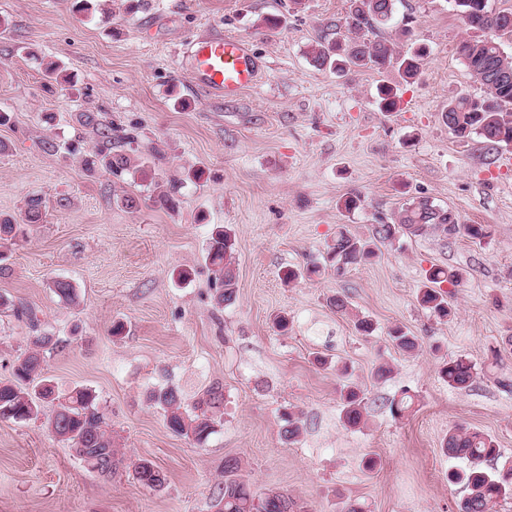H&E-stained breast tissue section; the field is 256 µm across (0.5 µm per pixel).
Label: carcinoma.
Listing matches in <instances>:
<instances>
[{"label":"carcinoma","instance_id":"carcinoma-1","mask_svg":"<svg viewBox=\"0 0 512 512\" xmlns=\"http://www.w3.org/2000/svg\"><path fill=\"white\" fill-rule=\"evenodd\" d=\"M475 0H454L464 25L469 29L488 31L498 37L512 36V11L494 10L484 5L479 23L473 24L465 12L473 10ZM393 0H351L350 11L345 18L347 36L344 39L322 43L312 51V61L317 67L338 71L366 68L384 72L396 70L403 80L415 78L425 64L426 50L411 47L402 52L390 38H365L381 25L392 20ZM501 46L490 39L464 38L459 42L458 54L471 78L485 88L483 97L459 96L448 103L444 118L451 119L450 132L459 139L476 134L486 142L497 145L512 142V75L501 81L488 80L487 72L504 69L512 72V55L499 52ZM380 107L391 112L396 107L393 87L378 88ZM90 171L101 167L119 176L131 168V158L124 153H113L102 145L85 159ZM42 199L31 196L26 202L22 221L13 217H0V247L6 248L26 239L28 226L40 223ZM398 234L423 237L435 234L446 239L464 236L474 243H481L491 236L485 224H462L450 209L427 199L412 201L402 206L395 224H378L370 238H363L341 227L336 238L328 246L326 266L338 274L358 266L375 256L376 248L390 242ZM207 260L214 267L220 288L216 289L215 301L228 306L237 298L235 274V239L217 226L207 244ZM324 266V267H326ZM324 267L311 265L308 275H317ZM461 279L457 270L435 266L428 271L426 283L419 289V305L440 319L453 313L448 294L442 285H456ZM54 293L62 300L76 302V288L66 280L53 283ZM391 340L403 352H412L417 339L400 328L391 332ZM57 343L47 334L32 337L29 348L18 358L12 379L0 382V419L17 422L36 420L45 403L56 404L47 418L49 430L74 447L85 468L100 476H110L124 462L123 454L114 445L112 431L108 430L99 409L95 390L80 386L66 394H60L51 381L41 378L44 352L56 348ZM439 374L453 390H464L473 382L475 365L457 356L448 359L440 367ZM340 419L349 429L358 430L366 424L370 409L364 390L357 384L343 386L340 393ZM149 401L164 412L167 428L175 435L201 444L215 433L216 423L224 407L222 387L208 388L191 408L184 407L181 395L173 388H162L149 394ZM413 403V396L404 389L401 396L389 403L393 418H401ZM286 425L282 439L293 444L302 434V421L298 413L285 414ZM448 458L464 463L460 469L448 471V482L464 488L466 495L459 504V512H495L501 500L512 499V457L503 455L495 441L484 432L459 426L448 432L445 442ZM495 462L491 470L489 462ZM136 479L145 487L158 490L167 482L166 473L148 459H140L133 465ZM241 461L228 458L224 461V484L218 488L214 507L218 512H248L246 504L258 493L239 476ZM265 512H294L295 500L280 492L263 494Z\"/></svg>","mask_w":512,"mask_h":512}]
</instances>
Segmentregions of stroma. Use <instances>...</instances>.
Instances as JSON below:
<instances>
[{"instance_id":"1","label":"stroma","mask_w":512,"mask_h":512,"mask_svg":"<svg viewBox=\"0 0 512 512\" xmlns=\"http://www.w3.org/2000/svg\"><path fill=\"white\" fill-rule=\"evenodd\" d=\"M74 0H0V215L21 218L42 197L41 223L0 265V295L36 308L41 328L61 343L43 373L59 392L96 391L126 461L111 476L86 470L44 421L0 419V512H216L224 461H241L253 490L295 497L305 512H339L343 500L366 512H458L463 487L448 482L443 451L451 429L491 435L512 456V144L487 150L478 136L455 138L442 114L462 94L482 95L457 53L467 30L451 0H395L382 36L426 47L421 73L338 75L310 52L325 25L346 17L350 0H97L92 14ZM281 24L268 29L265 17ZM411 28L412 38L402 37ZM207 32L245 38L266 62L261 81L227 101L194 86L177 52ZM59 62L76 83L45 92L44 68ZM397 90L380 111L377 88ZM188 108H181V101ZM53 123H46V114ZM136 126L131 158H149L155 183L87 171L65 145L100 142L96 123ZM181 183L176 208L157 184ZM138 206L121 205L122 194ZM355 194L353 212L339 202ZM426 198L463 224H486L481 243L403 236L368 263L287 285L284 271L320 259L340 226L368 236L401 206ZM236 242L237 299L217 306L206 259L210 232ZM458 270L454 316L441 320L417 301L427 271ZM190 273L177 279L178 270ZM70 281L78 300L52 290ZM343 294L351 315L333 311ZM278 315L290 329L280 333ZM375 331L361 336L355 317ZM123 336L110 333L113 322ZM402 327L418 347L405 353L389 333ZM32 332L0 312V380L9 379ZM321 352L328 366L317 365ZM463 355L471 386L449 389L438 371ZM390 364V380L371 377ZM358 383L371 407L367 425L345 428L339 390ZM224 389V415L196 445L167 429L150 391L180 390L185 403L209 386ZM409 390L411 412L388 403ZM300 412L295 444L281 440L285 409ZM379 465L366 471L363 460ZM148 459L167 475L152 490L134 476Z\"/></svg>"}]
</instances>
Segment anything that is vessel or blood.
Instances as JSON below:
<instances>
[{
  "label": "vessel or blood",
  "mask_w": 512,
  "mask_h": 512,
  "mask_svg": "<svg viewBox=\"0 0 512 512\" xmlns=\"http://www.w3.org/2000/svg\"><path fill=\"white\" fill-rule=\"evenodd\" d=\"M181 57L193 84L227 100L256 85L265 68L245 39L221 33L193 37L184 43Z\"/></svg>",
  "instance_id": "1"
}]
</instances>
